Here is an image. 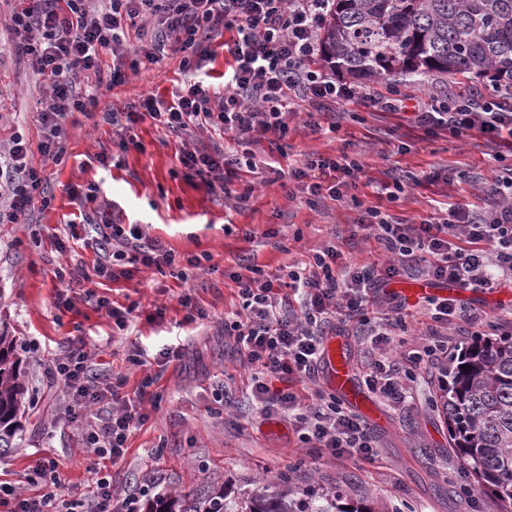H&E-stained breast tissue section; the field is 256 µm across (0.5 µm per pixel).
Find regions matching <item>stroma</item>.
<instances>
[{
    "mask_svg": "<svg viewBox=\"0 0 512 512\" xmlns=\"http://www.w3.org/2000/svg\"><path fill=\"white\" fill-rule=\"evenodd\" d=\"M13 7V0H0V137L17 130L34 146L32 163L42 167L53 202L47 210H35L29 223L0 224V320L17 338L32 400L18 447L0 455V484L16 486L27 497L39 495L33 467L37 459L49 458L58 462L65 490H92L98 459L82 444L89 420H70L65 388L46 376L47 363L60 353L62 342L76 336L92 351L100 378L126 376V394H134L145 375L159 376V410L132 432L124 459L109 468L115 494L144 487L153 496L216 488L236 497L255 483L268 482L304 496L338 490L346 503L370 508L382 501L389 512H502L494 496L473 493V477L450 448L437 384L420 382L413 408L386 412L383 423L373 424L371 462L318 457L313 449L300 447L297 431L286 419L264 416L248 400L251 372L236 359L222 328L224 317L239 309L231 272L245 257L274 273L307 260L327 242L336 244L344 261H379L380 244L352 232L357 209L328 200L313 206L288 199L277 182L259 185L245 208L225 205L222 193L186 176L178 142L149 118L134 129L138 147L113 153L110 167L101 168L98 155L113 152L105 112L148 94L170 97L181 79L176 56L156 63L130 57L123 85L97 83V107L74 114L66 124L68 151L62 162H44L36 151L42 139L36 113L47 89L11 48ZM303 120L300 114L289 117L285 151L270 150L264 141L256 154L285 168L306 155H328L354 143L365 164L358 197L411 222L435 217L443 201L480 205L479 188L494 175L489 159L494 147L476 135L461 140L446 132L428 135L400 127L398 115L361 105L337 111L338 130L327 135H306ZM402 142L407 148L401 152L397 146ZM389 163L407 176L438 165L447 169L450 181L409 188L391 203L382 189V171ZM91 185L97 188V201L81 207L71 200L70 187ZM102 201L113 205L117 222L148 225L150 235L177 256L205 259L203 266L188 269L184 281L144 269L130 280L89 282L87 290L95 295L119 305L138 303L122 335L113 333L111 319L87 301L85 290L71 292L70 307L59 304L62 287L54 277L61 266L92 269L95 254L71 237L68 223L95 216ZM249 230L254 233L250 239L245 236ZM187 289L210 311V322L184 323L177 297ZM461 299L484 324L477 329L463 321L450 326L449 354L475 335L493 338L512 332V288L465 292ZM159 305L166 311L156 320L152 313ZM168 342L182 345L180 361L162 369L153 363L129 364L133 345L154 351ZM223 392L235 399V407L225 409L216 402Z\"/></svg>",
    "mask_w": 512,
    "mask_h": 512,
    "instance_id": "obj_1",
    "label": "stroma"
}]
</instances>
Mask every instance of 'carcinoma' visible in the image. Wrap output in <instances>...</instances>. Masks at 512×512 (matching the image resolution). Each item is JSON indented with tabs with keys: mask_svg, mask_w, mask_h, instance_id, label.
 I'll return each mask as SVG.
<instances>
[{
	"mask_svg": "<svg viewBox=\"0 0 512 512\" xmlns=\"http://www.w3.org/2000/svg\"><path fill=\"white\" fill-rule=\"evenodd\" d=\"M318 63L367 81L434 74L481 77L512 88V0H334ZM17 340L0 329V454L16 447L27 386ZM451 447L478 483L512 512V336L471 343L439 385ZM342 496L316 501L260 486L238 498L160 494L146 512H359Z\"/></svg>",
	"mask_w": 512,
	"mask_h": 512,
	"instance_id": "cac0c4a2",
	"label": "carcinoma"
}]
</instances>
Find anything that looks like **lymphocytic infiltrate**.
<instances>
[{
    "mask_svg": "<svg viewBox=\"0 0 512 512\" xmlns=\"http://www.w3.org/2000/svg\"><path fill=\"white\" fill-rule=\"evenodd\" d=\"M10 24L12 47L24 57L50 89L48 104L37 114L43 129L38 148L21 133L0 142V223L23 224L35 209H48L52 196L41 169L31 161L39 151L44 161L60 162L66 153L65 124L77 112L95 107L85 79L102 73V55L112 57V85L125 81L129 56L150 61L160 54L180 55V68L189 73L171 99L147 95L123 112L105 113L107 123L133 127L153 119L180 141V162L191 177L207 188H220L235 207L249 193H233L238 171L257 174L253 148L263 139L283 140L289 116L305 113L308 133L336 129V106L361 104L376 112H399L413 128L426 133L446 131L457 137L480 135L495 142L501 168L480 188V208L446 210L434 221L404 223L376 208H363L355 231L373 235L389 254L385 265L348 263L334 244L317 250L311 260L267 274L254 265L234 273L240 309L225 320L224 334L232 339L239 361L251 369V403L267 416L293 421L303 447L317 456L362 460L376 446L368 425L342 407L335 396L317 393L305 402L300 385L314 374L329 331L355 323L363 339V378L373 392L396 411L414 404L420 374L439 378L448 353V327L478 318L455 297L426 300L428 322L413 352L398 350L404 327L402 305L388 291L397 278L420 273L427 280L471 291L512 285V165L503 162L512 152V97L488 96L480 89L456 98L428 102L396 90L371 91L339 84L317 64L320 30L332 0H16ZM152 28L150 41L130 47V31ZM233 60L224 71L223 87L212 82L216 37ZM219 132L229 143L218 149L201 136ZM342 170L346 179L329 189V198L346 202L363 171L356 153L340 149L329 156L307 157L278 170L305 199L319 196L309 180L315 168ZM86 240L98 256L97 277L113 282L130 280L141 269L185 278L176 254L150 237L140 224H95ZM52 380L72 392L71 419L111 401L108 418L86 429L83 441L98 457L120 461L133 429L144 424L148 408L162 401L155 376H145L134 397L122 395V382L97 381L82 339H67L60 356L47 368ZM34 472L43 481L41 495L26 498L0 485V506L9 512H140L137 494L112 493V477L98 473L96 490L79 503L63 498L55 460L40 459Z\"/></svg>",
    "mask_w": 512,
    "mask_h": 512,
    "instance_id": "obj_1",
    "label": "lymphocytic infiltrate"
}]
</instances>
